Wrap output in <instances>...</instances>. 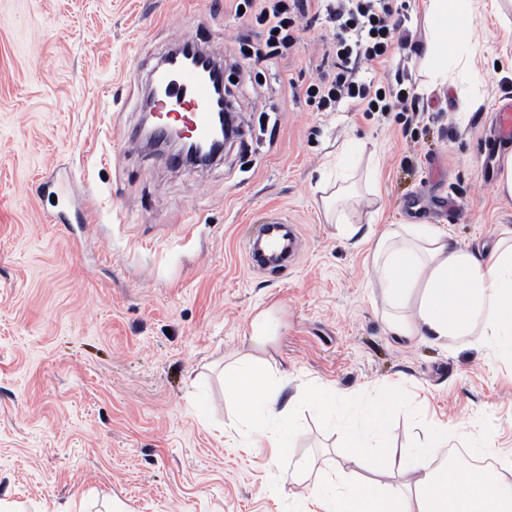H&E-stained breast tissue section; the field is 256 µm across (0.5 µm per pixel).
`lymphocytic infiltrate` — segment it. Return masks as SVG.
<instances>
[{
  "mask_svg": "<svg viewBox=\"0 0 512 512\" xmlns=\"http://www.w3.org/2000/svg\"><path fill=\"white\" fill-rule=\"evenodd\" d=\"M265 30L256 57H271L293 48L300 34L299 18L310 0H244ZM325 10L336 31L324 42L325 58L332 71L320 74L306 88V97L318 111H337L340 106L362 112H411L414 96L409 89L384 83L380 78H360L362 67L386 68L393 45H407L410 36L393 20L390 0H326Z\"/></svg>",
  "mask_w": 512,
  "mask_h": 512,
  "instance_id": "1",
  "label": "lymphocytic infiltrate"
}]
</instances>
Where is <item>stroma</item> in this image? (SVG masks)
I'll use <instances>...</instances> for the list:
<instances>
[{
  "mask_svg": "<svg viewBox=\"0 0 512 512\" xmlns=\"http://www.w3.org/2000/svg\"><path fill=\"white\" fill-rule=\"evenodd\" d=\"M420 0L399 11L413 46L389 83L413 119L318 111L305 96L325 21L284 55H242L262 28L233 0H0V498L26 512H292L294 461L342 465V432L309 408L287 456L224 433V364L270 310L284 397L327 384L379 404L398 386L386 444L411 446L445 422L512 461V360L473 336L442 345L387 333L367 246L338 236L320 183L377 172L379 198L354 223L444 224L459 244L512 225L495 175L512 143L490 142L512 100V31L490 12L424 88ZM222 58L245 135L204 168L144 151L141 102L178 40ZM476 101L460 109L461 98ZM72 177L93 219L78 247L48 224ZM293 225L300 248L275 274L246 259L248 225Z\"/></svg>",
  "mask_w": 512,
  "mask_h": 512,
  "instance_id": "1",
  "label": "stroma"
}]
</instances>
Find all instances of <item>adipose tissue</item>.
Listing matches in <instances>:
<instances>
[{"instance_id":"adipose-tissue-1","label":"adipose tissue","mask_w":512,"mask_h":512,"mask_svg":"<svg viewBox=\"0 0 512 512\" xmlns=\"http://www.w3.org/2000/svg\"><path fill=\"white\" fill-rule=\"evenodd\" d=\"M475 0H422L431 32L428 59L437 78L447 79L456 46L471 39L466 22ZM369 245L379 288L388 309L390 335L435 343L452 336H480L496 357L512 360V225H495L488 240L463 246L443 224H402L363 236ZM251 351L224 371V399L234 405L236 421L259 434L270 447L287 453L297 430L296 415L308 407L338 426L341 454L358 465L385 453L382 440L399 410L396 395L377 408L360 396L328 385L303 388L282 399L281 380L268 351L272 341L269 311L251 320ZM446 423L433 424L424 440L388 455L399 481L394 485L351 482L341 468L322 473L314 483L310 461H296L288 495L299 512H512V476L481 468L437 462L438 449L459 437Z\"/></svg>"}]
</instances>
